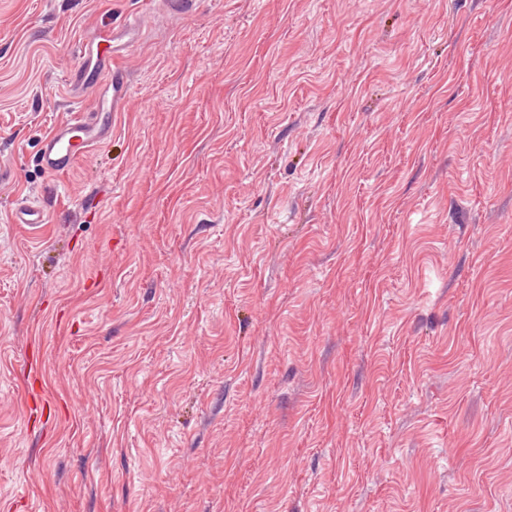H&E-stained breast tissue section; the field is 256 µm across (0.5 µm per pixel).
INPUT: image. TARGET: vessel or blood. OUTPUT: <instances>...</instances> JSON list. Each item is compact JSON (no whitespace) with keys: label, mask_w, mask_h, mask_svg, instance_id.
<instances>
[{"label":"vessel or blood","mask_w":512,"mask_h":512,"mask_svg":"<svg viewBox=\"0 0 512 512\" xmlns=\"http://www.w3.org/2000/svg\"><path fill=\"white\" fill-rule=\"evenodd\" d=\"M141 26L138 18L128 17L120 23L99 28L98 39L77 46L82 61L72 71L70 81L77 88L91 91L95 103L90 111L71 109L41 143L38 163L44 172L62 175L112 134V123L124 111L130 98V79L122 62L124 51L136 42ZM13 223L37 228L45 221L41 206L20 203L12 216Z\"/></svg>","instance_id":"vessel-or-blood-1"}]
</instances>
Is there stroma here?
<instances>
[{
	"label": "stroma",
	"mask_w": 512,
	"mask_h": 512,
	"mask_svg": "<svg viewBox=\"0 0 512 512\" xmlns=\"http://www.w3.org/2000/svg\"><path fill=\"white\" fill-rule=\"evenodd\" d=\"M0 512H512V0H0ZM141 26L137 17L119 24L109 20L98 30V40L82 41L77 55L82 66L72 71L71 84L94 94V107L85 112L71 109L42 140L38 163L50 175H63L96 145L112 134L117 112H123L130 98V79L122 62L124 51L136 42ZM100 43H107L101 48ZM105 83L104 90L101 89ZM45 211L41 206L32 202H22L15 209L12 223L27 224L29 228H38L45 222Z\"/></svg>",
	"instance_id": "1"
}]
</instances>
